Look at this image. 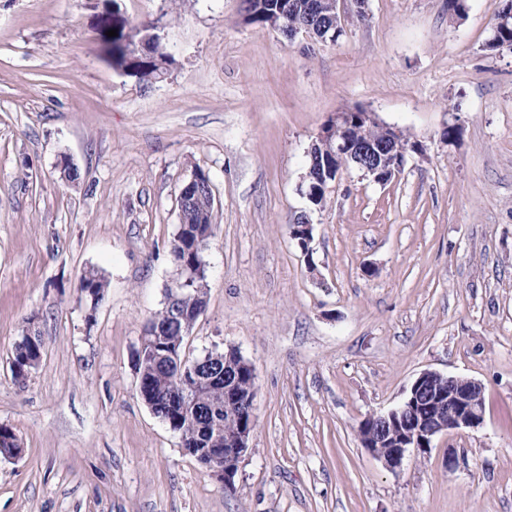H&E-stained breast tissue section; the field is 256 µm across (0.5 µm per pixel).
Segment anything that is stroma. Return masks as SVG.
<instances>
[{
    "instance_id": "obj_1",
    "label": "stroma",
    "mask_w": 512,
    "mask_h": 512,
    "mask_svg": "<svg viewBox=\"0 0 512 512\" xmlns=\"http://www.w3.org/2000/svg\"><path fill=\"white\" fill-rule=\"evenodd\" d=\"M119 5L165 35L155 84L109 63L102 0H0V425L24 448L0 455V512H512V50L485 48L500 0L458 21L448 0H368L334 43L245 23L242 0ZM355 107L423 151L385 184L341 171L311 208L306 151ZM198 168L214 230L185 351L232 348L256 373L232 495L142 401L133 362ZM302 211L309 256L289 233ZM31 318L44 352L21 387ZM428 370L480 383L484 423L388 468L358 425ZM35 330V319H31L25 334L23 332L20 339L15 343L12 352L10 370L14 381L18 385H24L36 369L34 360L37 358L38 348L43 345L42 336L39 331L33 335Z\"/></svg>"
}]
</instances>
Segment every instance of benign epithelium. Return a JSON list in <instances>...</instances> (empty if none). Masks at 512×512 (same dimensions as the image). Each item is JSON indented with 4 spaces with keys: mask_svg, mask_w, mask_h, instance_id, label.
I'll list each match as a JSON object with an SVG mask.
<instances>
[{
    "mask_svg": "<svg viewBox=\"0 0 512 512\" xmlns=\"http://www.w3.org/2000/svg\"><path fill=\"white\" fill-rule=\"evenodd\" d=\"M350 2L352 12L359 16L366 13V0H334L332 7L336 13V34L343 32L342 17L345 2ZM124 18L117 10L116 3L109 2L97 13L93 27L100 42L109 53L110 60L120 57V53L112 48V38L106 35L113 24ZM376 121L375 114L363 109L354 108L346 112H336L324 124L307 150L310 165H315L318 154L313 147L321 145L325 159L336 161V171L351 166L365 176L378 183H387L400 173V169L392 168L390 157L394 151L406 156L409 153H422L417 146L406 149L401 147L399 130L389 128L394 147L385 145H368L364 148L353 145L348 137V130L369 125ZM290 236L295 240L305 255L312 253L313 224L308 215L301 212L294 216L289 225ZM166 307L174 311V324H182L181 335L190 334L193 322L183 311L177 308V296L167 294ZM177 364L176 384L179 387L210 388L224 381V413L228 419L235 420V408L239 406L240 392L236 388L237 366L217 352H208L202 357L189 358L182 353V347L175 348L172 353ZM224 364H219V361ZM485 407L482 387L472 380L454 376H445L434 371H424L414 380L410 393L394 409L386 413L373 415L368 420L377 427V431L367 436L358 434L363 447L385 465L395 468L399 466L405 453L411 449L425 452L431 447L433 439L441 434L458 433L465 429H476L484 422ZM209 430L213 431L215 447L206 449L205 466L216 477L221 486L229 488L235 484L238 463L248 447L252 427L238 426L228 436L232 443L230 448H222L224 442L222 421L213 418L209 421Z\"/></svg>",
    "mask_w": 512,
    "mask_h": 512,
    "instance_id": "1",
    "label": "benign epithelium"
}]
</instances>
